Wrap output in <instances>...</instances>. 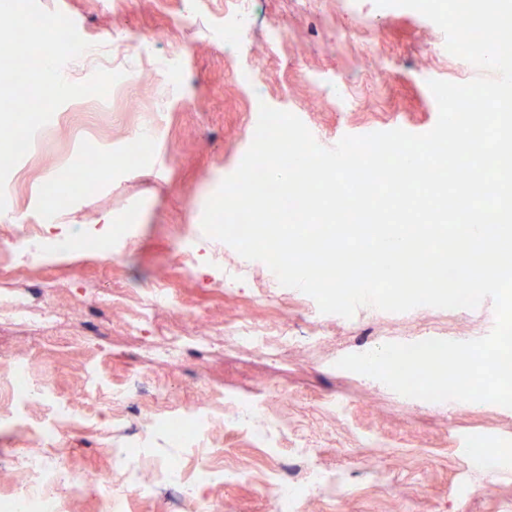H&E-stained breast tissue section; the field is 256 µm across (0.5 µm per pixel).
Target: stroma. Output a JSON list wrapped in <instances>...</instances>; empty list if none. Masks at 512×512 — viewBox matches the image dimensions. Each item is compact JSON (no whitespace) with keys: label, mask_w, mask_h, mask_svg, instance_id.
Returning <instances> with one entry per match:
<instances>
[{"label":"stroma","mask_w":512,"mask_h":512,"mask_svg":"<svg viewBox=\"0 0 512 512\" xmlns=\"http://www.w3.org/2000/svg\"><path fill=\"white\" fill-rule=\"evenodd\" d=\"M229 3L199 0L194 22L185 25L184 0H39L98 46L96 55L68 63L72 82L100 68L122 77L106 97L60 106L7 178L0 254L23 274L0 279V294L20 291L33 306L53 307L57 324L43 329L0 319V387L10 359L22 353L33 359L34 382L59 397L75 395L96 370L107 388L89 415L110 432L94 433L81 421L65 425L54 456L66 471L111 475L117 488L122 478L113 472L112 451L142 431L145 417L189 403L219 406L220 422L198 447L153 432L140 450L141 466L168 461L195 480L193 500L162 486L125 495L126 512H194L198 501L208 512H272L262 482L295 461L299 437L310 439L322 469L342 476L336 496L310 497L303 512H512V469L490 472L470 455L476 439H512V408L408 398L336 366L390 342L484 337L494 327L492 299L473 309H359L342 320L200 228L206 202L250 146L260 104L295 114L321 138L396 128L422 134L438 118L429 80L469 82L470 63L444 59V33L419 12H381L375 0H253L254 22L230 49ZM275 28L287 47L271 43ZM342 28L351 31L344 42L335 38ZM147 121L155 126L148 155L114 168L93 189L73 192L55 218L76 241L106 216L129 225L117 261L75 253L43 271H25L13 242L41 223L43 184L81 170L87 150L122 156ZM188 234L199 262L185 272L173 261ZM164 275L196 311L188 330L244 315L259 324L287 322L290 336L319 342L304 349L280 339L273 365L230 341L191 350L172 365L156 363L124 342L122 319ZM134 378L138 391L124 395ZM228 394L266 399L270 416L291 421L295 436L260 447L234 425L233 408L222 407ZM32 446L19 429L0 427V500L22 486L19 469Z\"/></svg>","instance_id":"35a3bbf8"}]
</instances>
